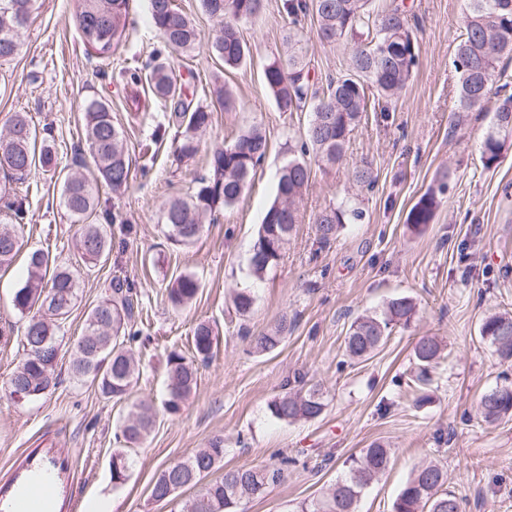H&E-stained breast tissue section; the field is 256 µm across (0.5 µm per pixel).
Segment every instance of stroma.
I'll use <instances>...</instances> for the list:
<instances>
[{
    "label": "stroma",
    "mask_w": 512,
    "mask_h": 512,
    "mask_svg": "<svg viewBox=\"0 0 512 512\" xmlns=\"http://www.w3.org/2000/svg\"><path fill=\"white\" fill-rule=\"evenodd\" d=\"M403 2L420 45L414 77L387 112L368 113L342 164H313L283 256L257 281L250 271L257 231L275 195L276 174L310 120L306 112L278 111L263 80L265 63L283 50V0H264L258 17L240 22L250 58L231 71L211 51L215 26L200 0H175L201 33L192 52L165 50L149 26V0H129V36L106 61L80 37L76 0H36L21 32L19 57L0 66V130L12 113H27L33 125L48 129L59 171L33 173L19 186L29 201L25 222L15 227L21 248L11 265L0 267V476L31 449L60 448L77 465L84 501L108 496L113 512H180L194 488L155 502L153 481L219 436L224 462L211 479L230 468L290 457L284 482L245 509L297 512L335 482L348 456L378 442L390 448L391 464L364 492L358 512H392L413 470L431 460L447 467L448 486L463 512H512V416L493 424L477 417L483 393L512 385V362L501 361L479 335L489 312L512 311V146L497 168L484 169L480 143L491 115L455 110L459 75L453 59L466 0ZM302 25L315 80L324 85L344 74L348 46L321 42L312 18ZM155 49L159 62L172 68L177 87L212 107L211 124L199 134V150L190 160L176 159L168 137L155 155L141 152L165 112L158 104L135 111L126 79ZM218 77L233 91L235 110L212 106L209 91ZM91 98L108 103L124 131L130 185L119 193L101 187V202L120 218L106 227L112 254L80 277L55 387L35 402L20 403L5 390L23 357L24 321L12 297L25 281L31 251L51 248L68 264L78 258L80 229L62 204L60 171L89 156L82 115ZM253 125L265 131L269 149L245 192L216 212L194 243L172 245L165 236L166 202L192 195L207 173L210 152ZM364 160L377 176L371 190L351 181L353 168ZM443 182L448 188L432 224L413 231L405 222L409 209ZM346 196L360 201L364 222L345 225L336 240L320 243L316 214ZM181 275L193 276L200 288L191 304L176 308L167 287ZM116 276L136 285L134 318L144 336L131 345L140 377L127 402L103 399L70 371L86 316ZM243 288L255 298L244 317L232 301ZM400 295L417 305L411 325L396 329L370 359L349 358L344 340L353 320L381 311ZM284 316L292 331L272 352L252 353L251 337L271 331ZM201 322L217 333L213 355L199 363L197 386L180 411L168 413L165 356L173 349L190 354L193 329ZM422 336L437 337L444 350L431 383L420 387L413 382L412 356ZM301 382L321 386L324 413L290 424L274 419L270 402ZM134 399L153 403L156 423L130 450L132 465L117 486V426Z\"/></svg>",
    "instance_id": "stroma-1"
}]
</instances>
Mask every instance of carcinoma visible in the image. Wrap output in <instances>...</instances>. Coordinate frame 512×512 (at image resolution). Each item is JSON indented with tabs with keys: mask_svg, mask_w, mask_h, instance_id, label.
<instances>
[{
	"mask_svg": "<svg viewBox=\"0 0 512 512\" xmlns=\"http://www.w3.org/2000/svg\"><path fill=\"white\" fill-rule=\"evenodd\" d=\"M34 0H0V66L13 62L21 51L20 34L27 25ZM204 11L216 21L218 34L212 51L224 67L236 69L246 63L249 48L238 31L242 20L257 17L263 0H201ZM370 0H284V40L288 54L268 61L263 68L266 87L281 112H310L308 127L297 146V154L280 170L276 194L268 207L255 239L250 258L251 274L257 280L282 256L284 246L297 223V205L308 190L311 166L308 158L328 166L338 164L351 134L361 123L370 105L384 112L388 104L413 77L419 60V45L408 17L397 4L378 14L371 13ZM127 0H78L76 19L84 45L101 57L108 56L125 38ZM312 16L318 38L327 43L344 41L351 46L347 73L318 87L311 76L310 62L301 45L298 29L301 18ZM150 25L161 36L165 47L189 52L200 41L196 25L174 7L173 0H150ZM463 33L456 45L454 64L459 73L457 109L470 112L482 108L491 96L512 84V72L499 66L504 57L512 59V0H467L462 17ZM130 80L148 83L154 102L167 112V126L177 128L174 153L179 159L198 152L197 134L211 123L209 106L193 103L176 88L164 65H155L143 77L134 71ZM216 103L230 111L236 108L233 94L222 85L211 90ZM84 134L92 167L78 166L62 177V204L73 223L81 225L80 263L86 269L112 254V237L103 224H114L117 215L101 208L98 185L112 190L127 187L131 163L124 148L123 134L112 120V110L99 99L84 104ZM512 142V94L494 103L493 116L481 145V162L490 169L499 164L503 151ZM268 149L266 135L251 127L236 135L208 156L209 175L198 181L188 198L170 199L164 207L166 236L174 244L189 245L201 234L203 224L219 208H228L242 195L255 167ZM57 158L48 136L32 126L25 112H15L0 137V224H21L27 213V196L13 185L24 183L37 169L56 168ZM352 180L371 189L376 176L370 165L356 167ZM444 188L426 191L408 212L406 223L421 231L430 224L440 205ZM365 218L360 204L346 200L321 211L315 218L320 242L337 237L346 224H360ZM16 234L0 231V266L12 263L19 252ZM110 294L88 313L85 342L76 346L71 363L72 376L96 386L101 397L119 402L127 399L140 371L127 343L137 338L132 330L134 283L114 277ZM199 290L198 281L188 275L175 278L167 289L174 306L191 302ZM78 299V277L69 265H61L44 250L27 258L24 285L13 295V307L25 318L22 344L24 357L11 374L7 391L16 401H31L56 385L58 338ZM248 288L233 297L236 311L244 316L253 306ZM416 315L413 299L402 296L390 300L379 314L356 318L345 340V351L357 359H367L397 328H406ZM288 316L281 317L276 331L251 339L257 353L273 350L292 329ZM480 336L489 342L497 356L512 360V312L486 316ZM216 336L210 324L200 322L192 336L193 356L172 351L166 358L168 398L165 409L176 414L197 386V362L208 360ZM419 366L415 381L426 385L429 368L441 358V344L429 336L413 347ZM325 402L321 389L289 390L269 405L278 420L293 423L319 418ZM478 415L487 423L512 415V386L495 387L481 397ZM155 424L152 404L143 400L132 405L120 431L125 443H142ZM224 459V439L214 437L205 448L183 462L164 468L151 487V499L167 500L179 489L197 485L218 468ZM112 460L114 483L126 478L131 461L127 451L118 449ZM391 449L374 443L344 461V472L322 495L300 505V512H357L364 491L389 468ZM292 459L260 468H231L221 479L207 484L185 502L182 512H244L243 503L262 499L285 478ZM392 512H461L459 499L448 490V469L436 463L415 469L396 496Z\"/></svg>",
	"mask_w": 512,
	"mask_h": 512,
	"instance_id": "carcinoma-1",
	"label": "carcinoma"
}]
</instances>
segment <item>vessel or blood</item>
<instances>
[{"label":"vessel or blood","mask_w":512,"mask_h":512,"mask_svg":"<svg viewBox=\"0 0 512 512\" xmlns=\"http://www.w3.org/2000/svg\"><path fill=\"white\" fill-rule=\"evenodd\" d=\"M77 484L72 461L45 449L0 479V512H68Z\"/></svg>","instance_id":"1"}]
</instances>
